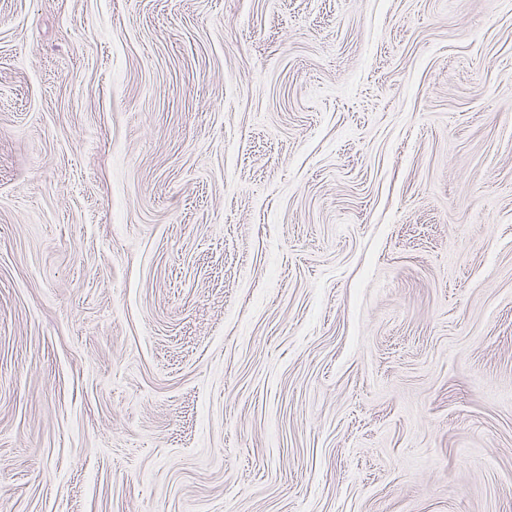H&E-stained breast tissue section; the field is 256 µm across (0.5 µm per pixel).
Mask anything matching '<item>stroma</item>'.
<instances>
[{
  "mask_svg": "<svg viewBox=\"0 0 512 512\" xmlns=\"http://www.w3.org/2000/svg\"><path fill=\"white\" fill-rule=\"evenodd\" d=\"M0 512H512V0H0Z\"/></svg>",
  "mask_w": 512,
  "mask_h": 512,
  "instance_id": "1",
  "label": "stroma"
}]
</instances>
